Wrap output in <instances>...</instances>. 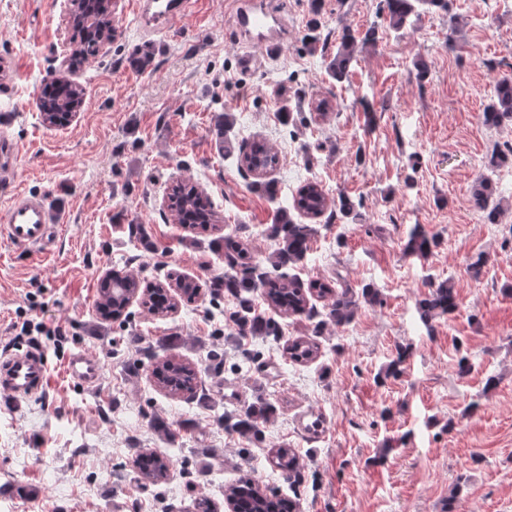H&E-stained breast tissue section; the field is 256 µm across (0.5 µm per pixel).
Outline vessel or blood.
<instances>
[{
    "mask_svg": "<svg viewBox=\"0 0 512 512\" xmlns=\"http://www.w3.org/2000/svg\"><path fill=\"white\" fill-rule=\"evenodd\" d=\"M198 0H134L133 10L142 29L158 30L185 16ZM234 27L248 51L241 57L243 67H252L254 48L275 51L286 36V26L270 0H232ZM20 156L17 143L0 138V184L10 181ZM58 218L38 197L17 193L0 217V231L14 246L30 249L46 244L55 234ZM68 377L94 390L101 383L104 368L100 360L78 351L65 360ZM50 363L44 351L28 350L0 357V391L19 401L45 391Z\"/></svg>",
    "mask_w": 512,
    "mask_h": 512,
    "instance_id": "1",
    "label": "vessel or blood"
}]
</instances>
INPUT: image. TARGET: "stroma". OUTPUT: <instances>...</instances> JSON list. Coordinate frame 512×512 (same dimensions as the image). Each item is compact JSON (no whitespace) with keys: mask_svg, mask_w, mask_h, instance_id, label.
I'll list each match as a JSON object with an SVG mask.
<instances>
[{"mask_svg":"<svg viewBox=\"0 0 512 512\" xmlns=\"http://www.w3.org/2000/svg\"><path fill=\"white\" fill-rule=\"evenodd\" d=\"M131 2L112 5L119 37L71 68L84 102L69 126L52 129L36 100L76 47L70 0H0V67L20 70L0 92V137L20 146L12 185L62 219L38 249L0 238V355L40 348L50 362L44 393L0 398V502L13 512H194L205 497L223 512L225 486L247 475L297 499L300 512H442L456 487L461 512H512V158L489 164L512 147V123L480 121L493 84L512 74V0H448L397 32L379 0H322L324 40L313 54L302 41L310 0H276L288 36L277 55L255 51L248 70L226 0H199L158 34L138 27ZM373 25L376 44L362 43ZM346 30L357 44L339 83L325 60ZM420 56L431 66L422 81ZM225 113L232 148L223 152L214 126ZM255 140L280 159L272 198L238 168L236 148ZM482 173L497 187L494 224L471 203ZM180 181L209 198L218 229L173 223L166 201ZM310 181L358 202L357 214L313 219L305 258L274 268L267 229ZM132 224L147 242L130 237ZM417 230L439 240L428 257L405 249ZM219 233L250 249L257 272L356 295L370 284L380 301L358 302L337 325L328 299L309 297V314L288 316L258 295L256 311L279 333L241 335L235 300L214 301L208 288L225 272L210 245ZM479 255L476 275L469 264ZM110 274L144 287L190 277L201 290L167 316L135 300L107 321L97 300ZM444 280L457 310L422 321L419 301ZM27 320L47 334L23 333ZM310 336L318 357L292 362L289 340ZM75 351L104 363L99 391L67 376ZM401 351V374L385 377ZM169 355L196 369L194 399L156 386L153 367ZM260 399L277 414L257 438L225 429ZM284 444L299 456L294 483L274 466ZM146 449L171 456L164 482L138 471Z\"/></svg>","mask_w":512,"mask_h":512,"instance_id":"35a3bbf8","label":"stroma"}]
</instances>
